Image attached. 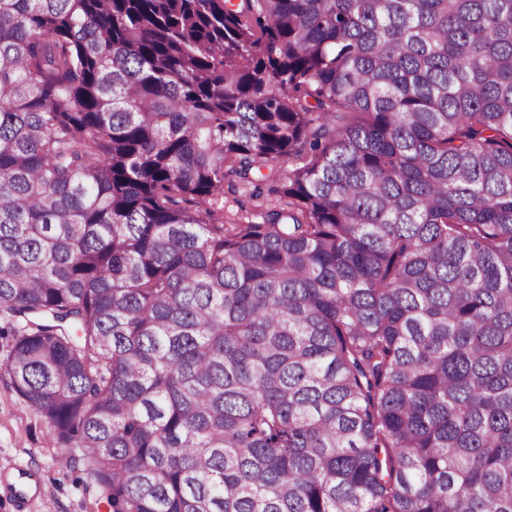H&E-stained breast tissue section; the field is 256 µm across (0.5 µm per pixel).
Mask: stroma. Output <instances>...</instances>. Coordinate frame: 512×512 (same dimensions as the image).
<instances>
[{
  "label": "stroma",
  "instance_id": "35a3bbf8",
  "mask_svg": "<svg viewBox=\"0 0 512 512\" xmlns=\"http://www.w3.org/2000/svg\"><path fill=\"white\" fill-rule=\"evenodd\" d=\"M11 339L0 336V512H110L86 488L79 449L57 443L45 418L13 388L3 371Z\"/></svg>",
  "mask_w": 512,
  "mask_h": 512
}]
</instances>
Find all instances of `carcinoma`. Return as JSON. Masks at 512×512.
Segmentation results:
<instances>
[{"label": "carcinoma", "mask_w": 512, "mask_h": 512, "mask_svg": "<svg viewBox=\"0 0 512 512\" xmlns=\"http://www.w3.org/2000/svg\"><path fill=\"white\" fill-rule=\"evenodd\" d=\"M2 313L112 512H512V0H0ZM253 187L224 182V215L239 213L252 221H261L256 208L259 203L251 197Z\"/></svg>", "instance_id": "obj_1"}]
</instances>
